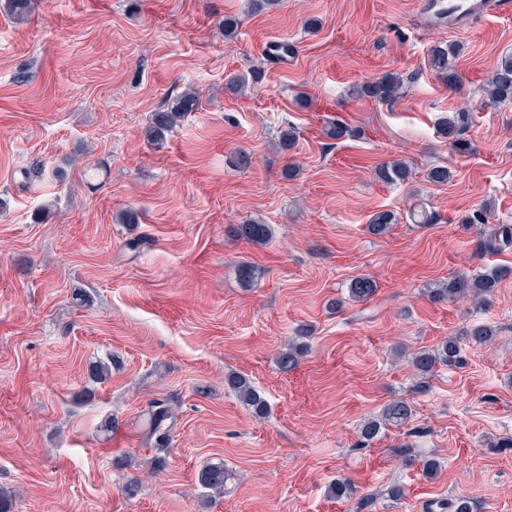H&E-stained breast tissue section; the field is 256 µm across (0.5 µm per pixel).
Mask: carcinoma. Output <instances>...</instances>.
I'll return each instance as SVG.
<instances>
[{"label": "carcinoma", "instance_id": "cac0c4a2", "mask_svg": "<svg viewBox=\"0 0 512 512\" xmlns=\"http://www.w3.org/2000/svg\"><path fill=\"white\" fill-rule=\"evenodd\" d=\"M458 48L452 43H438L428 52V65L435 78L452 89L460 81L454 61ZM406 87V79L399 72H387L373 81H368L357 89L363 97L386 103L394 100ZM486 105L496 107L501 104L512 103V54L501 58L496 68L491 72L482 87ZM199 97L193 90L181 93L167 108L152 114L145 135L154 145L160 147L164 144L166 134L175 127L188 112L198 110ZM473 123V116L467 109L453 111L448 118L441 121L439 129L448 145L455 151L467 153L470 151V141L466 139ZM376 177L386 183L405 182L410 180L413 171L403 160H394L377 167ZM396 217L390 211L375 213L368 224L369 233L380 236L386 234ZM241 237L253 245H264L272 237L271 225L253 220L238 227ZM512 243V227L505 224L497 227L478 242V248L483 253H495ZM512 271L504 267H494L471 279L458 276L444 283H438L429 289L428 297L434 301H454L467 298L477 305H484L488 298L498 288L500 281L511 274ZM375 293L373 281L364 276L351 279L348 295L355 302L369 300ZM468 336L471 341L488 346L495 336V331L487 326L478 324L473 326ZM305 348L298 344H290L282 351L277 359L281 369L288 370L297 366L304 354ZM411 366L417 377L416 386L426 389L427 378L438 365L455 368L462 364L461 347L458 338L448 336L434 349H419L412 353ZM228 384L235 389L240 399L251 407L255 413L262 415L267 409V403L252 386L251 382L238 375H231ZM149 423V434L163 441L168 438L171 430L172 409L168 400H154L146 412ZM413 415L411 402L399 398L390 402L383 410L381 418L370 420L362 427V437L369 440L377 435L384 426L401 427L407 424ZM227 481V472L224 464L208 463L203 466L199 475L201 488L215 496L224 492Z\"/></svg>", "mask_w": 512, "mask_h": 512}]
</instances>
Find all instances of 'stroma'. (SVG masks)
<instances>
[{"instance_id": "35a3bbf8", "label": "stroma", "mask_w": 512, "mask_h": 512, "mask_svg": "<svg viewBox=\"0 0 512 512\" xmlns=\"http://www.w3.org/2000/svg\"><path fill=\"white\" fill-rule=\"evenodd\" d=\"M32 2L20 23L0 0V487L12 512H431L461 497L512 512V276L479 308L427 295L512 267V246L481 253L464 221L487 202L512 226V104L481 105L512 53V14L454 19L431 0ZM438 42L463 46L457 88L428 67ZM274 43L291 45L287 59L267 54ZM388 71L410 78L393 103L357 95ZM234 75L245 91L230 90ZM189 88L198 110L154 146L152 113ZM461 106L475 116L466 154L438 132ZM336 120L350 129L339 141L323 133ZM241 150L251 167L235 165ZM403 157L411 180L376 178ZM437 165L448 183L427 180ZM416 204L436 222L412 223ZM127 210L138 223H120ZM385 210L397 224L369 234ZM254 218L273 227L267 245L236 233ZM360 275L377 291L357 303ZM476 324L495 328L492 345L467 339ZM302 328L308 351L283 371L276 356ZM449 336L462 365L417 390L398 349ZM106 356L111 376L92 379ZM233 373L264 415L228 386ZM164 398L175 419L160 445L145 412ZM398 398L411 421L365 440L364 422ZM211 462L229 474L216 498L198 483ZM339 479L352 497L331 494ZM228 384L235 389L240 399L251 407L256 414L262 415L265 413L267 403L248 379L238 375H231L228 378Z\"/></svg>"}]
</instances>
